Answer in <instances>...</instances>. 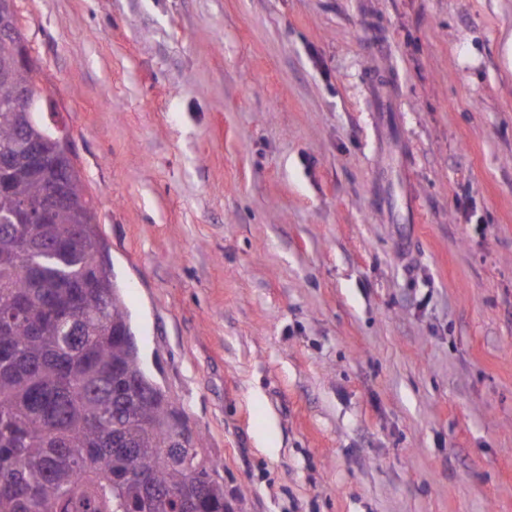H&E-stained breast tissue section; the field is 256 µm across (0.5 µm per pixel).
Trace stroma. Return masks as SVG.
Instances as JSON below:
<instances>
[{
	"instance_id": "obj_1",
	"label": "stroma",
	"mask_w": 512,
	"mask_h": 512,
	"mask_svg": "<svg viewBox=\"0 0 512 512\" xmlns=\"http://www.w3.org/2000/svg\"><path fill=\"white\" fill-rule=\"evenodd\" d=\"M15 5L238 512H512V0Z\"/></svg>"
}]
</instances>
